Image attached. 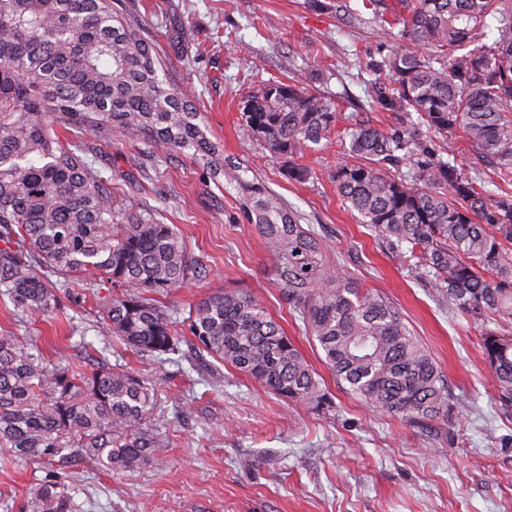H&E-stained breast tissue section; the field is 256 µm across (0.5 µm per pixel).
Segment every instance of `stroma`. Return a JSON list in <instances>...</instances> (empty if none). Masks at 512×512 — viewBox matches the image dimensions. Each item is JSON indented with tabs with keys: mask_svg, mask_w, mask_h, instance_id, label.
<instances>
[{
	"mask_svg": "<svg viewBox=\"0 0 512 512\" xmlns=\"http://www.w3.org/2000/svg\"><path fill=\"white\" fill-rule=\"evenodd\" d=\"M135 3L156 44L183 58L177 82L225 157L324 235L330 265L399 308L447 378L453 418L427 430L410 427L347 394L275 288L265 245L240 213L235 190L183 155L156 174L139 147L117 141L102 145L96 161L120 202L160 209L206 270L164 305L183 312L224 288L252 294L323 378L335 409L311 411L224 367L189 374L186 361L160 363L108 346L95 303L77 280L65 315L55 319L0 303V332L26 337L47 358L82 364L102 349L110 364L160 388L164 466L119 474L87 459L60 466L64 480L81 488L76 512H512V414L494 399L482 324L410 278L400 257L359 224L333 179L348 160L343 136L354 121L386 130L401 120L365 92L371 66L401 45L399 27L381 26L393 19L397 0H379L372 12L361 0L346 10L339 0ZM177 29L184 40L169 42ZM297 78L333 99L340 114L327 147L300 157L313 171L304 183L290 180L287 157L269 152L242 121L245 99L269 82ZM49 470L0 451V512H25Z\"/></svg>",
	"mask_w": 512,
	"mask_h": 512,
	"instance_id": "35a3bbf8",
	"label": "stroma"
}]
</instances>
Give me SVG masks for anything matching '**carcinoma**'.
<instances>
[{"mask_svg":"<svg viewBox=\"0 0 512 512\" xmlns=\"http://www.w3.org/2000/svg\"><path fill=\"white\" fill-rule=\"evenodd\" d=\"M402 49L376 65L369 96L406 114L390 132L357 123L336 190L360 223L474 321L512 320V192L465 173L424 131L452 135L512 184V0H398ZM495 36H490V33ZM127 0H0V300L28 315L63 308L85 282L102 329L160 362L212 358L291 402L327 413L318 374L251 294L226 289L182 318L165 297L202 264L171 224L126 207L85 138L157 151L160 167L191 156L211 175L233 167L169 71ZM245 127L273 154L303 155L330 139L336 104L293 80L248 98ZM407 162L394 179L387 165ZM238 209L266 245L275 287L317 341L342 388L409 426L447 424L448 383L386 296L328 265L311 224L271 190L234 175ZM495 399L512 413V334L487 329ZM157 385L121 365L54 362L0 333V449L33 462L90 459L108 472L163 465ZM77 485L45 479L28 512H72Z\"/></svg>","mask_w":512,"mask_h":512,"instance_id":"carcinoma-1","label":"carcinoma"}]
</instances>
